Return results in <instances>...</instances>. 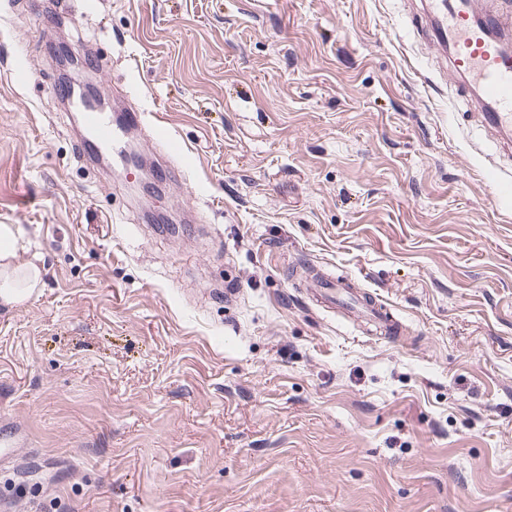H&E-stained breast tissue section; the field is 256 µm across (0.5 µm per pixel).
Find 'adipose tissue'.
I'll use <instances>...</instances> for the list:
<instances>
[{"mask_svg":"<svg viewBox=\"0 0 512 512\" xmlns=\"http://www.w3.org/2000/svg\"><path fill=\"white\" fill-rule=\"evenodd\" d=\"M18 238L17 225L0 224V303L9 306L30 299L42 283L39 256L21 258Z\"/></svg>","mask_w":512,"mask_h":512,"instance_id":"1","label":"adipose tissue"}]
</instances>
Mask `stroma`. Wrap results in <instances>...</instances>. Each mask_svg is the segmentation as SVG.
<instances>
[{"instance_id": "35a3bbf8", "label": "stroma", "mask_w": 512, "mask_h": 512, "mask_svg": "<svg viewBox=\"0 0 512 512\" xmlns=\"http://www.w3.org/2000/svg\"><path fill=\"white\" fill-rule=\"evenodd\" d=\"M0 0V512H512V187L410 0ZM192 154L154 196L71 135L54 41ZM355 279L399 342L311 303ZM19 228L0 224V302L13 306L30 299L42 283L40 257L21 258L17 249Z\"/></svg>"}]
</instances>
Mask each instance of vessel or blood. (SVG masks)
I'll return each instance as SVG.
<instances>
[{
    "instance_id": "b4317fda",
    "label": "vessel or blood",
    "mask_w": 512,
    "mask_h": 512,
    "mask_svg": "<svg viewBox=\"0 0 512 512\" xmlns=\"http://www.w3.org/2000/svg\"><path fill=\"white\" fill-rule=\"evenodd\" d=\"M409 22L425 46L437 50L472 119L511 149L512 0L487 8L477 0H419ZM78 135L85 150L103 152L115 146L117 127L90 104L82 109ZM307 288L317 305L351 312L387 340H399L405 332L387 304L372 293L356 292L347 280L323 273L308 280Z\"/></svg>"
}]
</instances>
